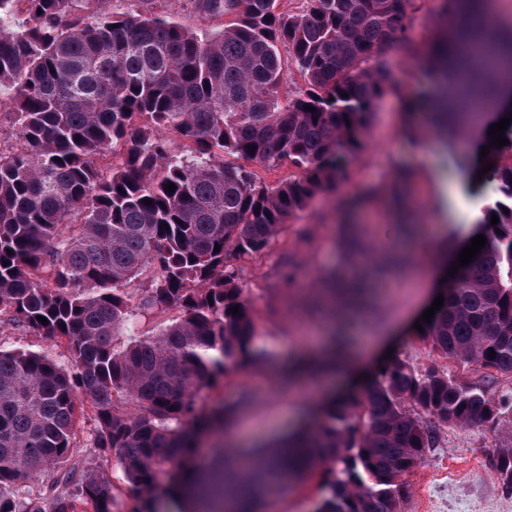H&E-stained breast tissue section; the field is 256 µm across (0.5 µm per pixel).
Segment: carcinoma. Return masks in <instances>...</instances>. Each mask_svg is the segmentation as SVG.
I'll return each instance as SVG.
<instances>
[{"label":"carcinoma","instance_id":"1","mask_svg":"<svg viewBox=\"0 0 512 512\" xmlns=\"http://www.w3.org/2000/svg\"><path fill=\"white\" fill-rule=\"evenodd\" d=\"M109 2L0 0V112L18 140L0 153V325L61 341L70 361L63 368L0 349V512H120L102 466L113 460L143 494L178 484L196 440L250 402L244 392L233 405L208 404L228 366L257 363L244 264L347 179L379 105L400 94L393 72L402 58L434 72L450 65L449 111L432 113L431 127L451 144L501 80L512 84L511 65L489 66L502 54L512 60V22L487 20L486 0H439L420 43L416 0H307L297 14L278 11L276 0H192L209 16L232 17L217 32L114 12ZM291 64L305 86L289 97ZM504 136L508 145L488 154L500 199L481 223L486 246L448 276L443 305L415 336L438 356L508 374L512 122ZM285 164L288 179L272 184L253 170ZM481 166L476 154L463 165L471 192ZM386 189L345 199L346 265L322 275L332 295L306 302L309 314H337L341 290L373 287L356 266L353 219ZM145 272L134 303L127 287ZM172 308L179 316L160 320ZM133 316L156 330L116 343ZM501 417L484 389L396 359L312 418L297 472L278 455L251 472L223 458L205 470L221 496L273 490L318 466L325 490L314 512H401L402 477L434 446L428 422ZM83 446L97 461H74ZM496 469L512 490V448L499 449Z\"/></svg>","mask_w":512,"mask_h":512}]
</instances>
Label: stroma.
Returning a JSON list of instances; mask_svg holds the SVG:
<instances>
[{
  "label": "stroma",
  "instance_id": "obj_1",
  "mask_svg": "<svg viewBox=\"0 0 512 512\" xmlns=\"http://www.w3.org/2000/svg\"><path fill=\"white\" fill-rule=\"evenodd\" d=\"M112 7L117 12L158 11L196 31L218 30L224 25L223 18L196 12L186 0H113ZM393 77L401 94L387 99L374 116L366 150L351 168L346 182L318 196L301 219L272 246L268 256L247 266L241 274L244 294L256 311L255 348L262 361L253 367L229 369L216 396L231 405L242 392L251 393V405L235 416L243 441L267 440L295 422L294 396L281 387L274 374L305 345L301 336L303 325L294 310L300 290L314 287L320 274L336 269L340 262L336 223L343 199L367 186L390 181L398 165L415 173L409 193L427 197L432 170H444L450 181L460 182L458 162L479 146L475 136L460 140L452 149L444 147L430 133L426 134L423 147L408 141L404 136L403 102L418 99L429 89L430 80L426 66L412 58L403 60ZM285 258L294 271V279L288 284L271 277L272 267ZM379 294L382 301L378 318L370 324L357 325L354 330V346L363 355L369 352L370 340L384 335L396 315L424 308L431 290L417 287L406 278L388 276ZM0 349L46 354L62 366L69 363L63 345L36 332L19 333L2 327ZM395 356L422 374L431 366L447 365L448 374L454 379L486 388L495 399H512V376L459 361L442 362L430 355L410 331H403ZM433 431L436 447L429 449L421 464L405 477L408 495L402 512H418L426 496L430 497L434 512H512V491L503 487L495 469L499 449L512 448V412L494 424H437ZM439 468L447 470V484L431 482L432 472ZM320 495L319 477L312 474L268 497L259 512H314Z\"/></svg>",
  "mask_w": 512,
  "mask_h": 512
}]
</instances>
